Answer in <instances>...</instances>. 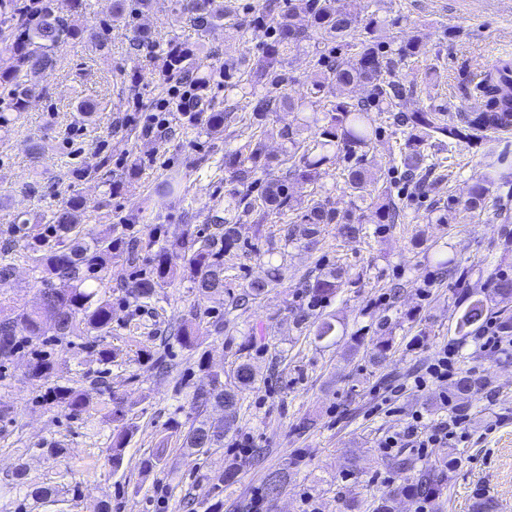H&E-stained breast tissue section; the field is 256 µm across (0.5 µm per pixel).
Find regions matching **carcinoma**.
<instances>
[{"mask_svg": "<svg viewBox=\"0 0 512 512\" xmlns=\"http://www.w3.org/2000/svg\"><path fill=\"white\" fill-rule=\"evenodd\" d=\"M152 0H112L110 15L100 21V30L112 26H129L133 31L132 45L137 49L153 46L149 27L140 23L149 14ZM70 14L59 11L58 0H0V130L10 125L24 111L29 99L37 92L45 74L57 64L58 54L65 48L91 39L93 32L76 23L75 17L86 10L85 0H69ZM176 11L189 15L194 26L209 29L224 20L230 12L224 0H176ZM377 18L362 16L350 7V0H260L257 11L247 23L249 29L269 32L261 55L248 67V76L254 85L279 90L288 84V72L282 63L288 53L304 43L318 39L329 49L320 54L321 67L311 83V96L296 101L281 93L255 98L251 112L244 119L250 129L246 141L224 155V215H215L217 231L202 235L193 225L186 224L180 239L168 246L156 247L155 236L145 239H125L112 225V237L90 234L80 237L75 232L80 223L85 201L71 194L59 209L47 216V236L56 242V249L39 254L44 239L31 233V221L25 218L16 225L12 239L4 250H22L21 257L34 263V269L51 275L64 283L58 288L50 278H42L40 303L36 307L15 311L11 318L0 321V360L13 355L19 338H39L53 333L60 340L68 336H103L112 330V302L101 295L100 288L107 278L112 258L125 257L136 265L141 254L152 260L148 274L132 275L130 296L137 302H147L156 289L181 268L188 274L201 296L224 292V256L241 247L242 217L255 215L257 236H262L264 221L275 215L283 219L281 249L301 242L309 248L318 242L323 227L335 225L338 235L355 238L363 233V224L354 221L352 212H341L327 200H297L290 194L288 179L314 183L321 175V167L330 160L331 152H342L349 165L345 168V185L351 194L364 199L369 171L363 166L364 156L378 139L380 127L371 122L370 113L390 112L405 96V88L396 72V62L416 56L419 41L416 38L400 43L393 59L383 50L378 40ZM349 54L348 60L339 53ZM162 79L180 80L200 69L193 53L182 43L170 40L160 47ZM362 87L366 96L358 99L349 93ZM336 89L341 99L331 108L320 110L316 96ZM482 101L478 109L469 113L460 123L447 122L431 108L399 112L394 122L409 133L425 140H435L442 146L454 147L473 133L486 129L512 127V82L506 84L495 71L487 73L481 85ZM311 112L317 124L315 143L310 145L300 138V131L288 130L284 137L290 148L281 159L265 149L259 132L272 112ZM322 111L323 117L316 115ZM237 120L232 112H212L205 118L208 131L218 133L224 126ZM398 158L406 172L429 174L435 167L432 157L421 151L418 141L407 140L399 148ZM289 164L286 175H273L274 169ZM502 188L495 178L488 176L473 184L463 206L481 211L493 188ZM375 215L383 225L399 224L405 218L402 207L385 194L377 195ZM343 270L338 267L321 268L313 277H307L295 286V294L305 299L306 305L291 308L294 324L300 330L314 329L315 339L321 341L333 336L335 324L324 319L311 322L315 307L336 297L340 290ZM281 285L279 267L272 266L263 278L251 281L238 299L231 302L241 306L268 294ZM487 286L502 300L512 302V276L492 273ZM468 304L457 320V333L469 336L485 320L486 305L480 298L465 293ZM171 335L186 349L197 348L201 328L185 325L171 330ZM393 337L388 335L373 344L369 360L374 365L384 362L392 348ZM29 378L41 379L51 374L54 364L51 353L34 352L29 364ZM255 384V373L250 358L243 356L233 371L232 379L224 380L217 371L209 373L207 385L196 389L191 398L194 416L182 431V448L189 455H201L212 448L224 447V440H233L237 431L240 401L243 391ZM491 385L485 376L465 371L451 385L457 399L471 397ZM117 419L122 424L112 436V462L120 463L122 452L132 435L130 426L123 422L121 402L114 401ZM219 407L224 416L218 421L209 419L207 410ZM394 467L412 473L408 486L388 491L372 512H392V502L400 493L428 502L448 493L449 476L437 465L417 467L410 458L397 459ZM288 470H274L266 475L264 496L278 497L288 488Z\"/></svg>", "mask_w": 512, "mask_h": 512, "instance_id": "1", "label": "carcinoma"}]
</instances>
